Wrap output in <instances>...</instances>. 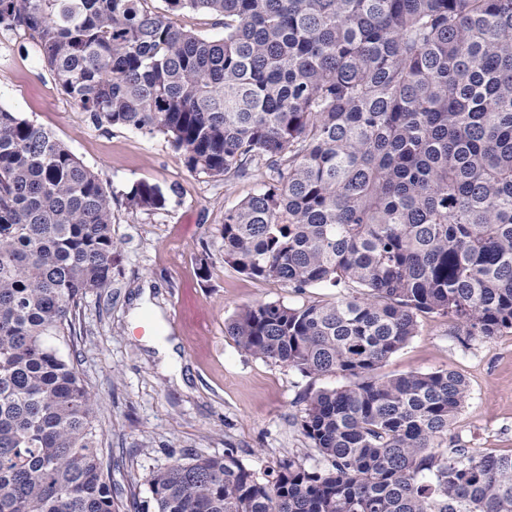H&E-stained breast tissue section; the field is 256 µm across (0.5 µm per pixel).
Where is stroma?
<instances>
[{
	"label": "stroma",
	"mask_w": 512,
	"mask_h": 512,
	"mask_svg": "<svg viewBox=\"0 0 512 512\" xmlns=\"http://www.w3.org/2000/svg\"><path fill=\"white\" fill-rule=\"evenodd\" d=\"M0 106L51 131L112 190L121 262L110 287L85 300L84 336L73 359L100 401L116 512H154L147 478L177 459L233 448L257 471L291 456L323 467L298 419L306 394L342 386L344 378L306 377L257 358L224 330L249 305L300 306L336 295L332 288L299 293L225 263L224 212L263 188L266 166L226 182L188 171L163 134L93 125L63 94L36 41L21 31L0 35ZM140 180L161 189L163 209L126 211L123 195ZM145 292L152 306L141 311L137 302ZM162 335L177 343L179 375L144 342ZM442 369L460 373L469 385L448 430L449 449L512 454V333L464 341L447 315L422 314L415 336L379 373Z\"/></svg>",
	"instance_id": "obj_1"
}]
</instances>
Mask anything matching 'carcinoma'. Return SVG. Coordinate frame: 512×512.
I'll return each instance as SVG.
<instances>
[{
  "label": "carcinoma",
  "instance_id": "obj_1",
  "mask_svg": "<svg viewBox=\"0 0 512 512\" xmlns=\"http://www.w3.org/2000/svg\"><path fill=\"white\" fill-rule=\"evenodd\" d=\"M0 0L97 126L161 132L184 166L269 180L224 212V262L332 301L260 302L226 327L249 354L348 383L306 398L327 462L257 472L233 448L147 478L155 512H512V455L448 456L452 370L381 377L442 311L512 331V0ZM218 17L224 37L174 24ZM166 198L139 181L131 213ZM121 261L112 192L0 107V512H114L98 399L70 356Z\"/></svg>",
  "mask_w": 512,
  "mask_h": 512
}]
</instances>
